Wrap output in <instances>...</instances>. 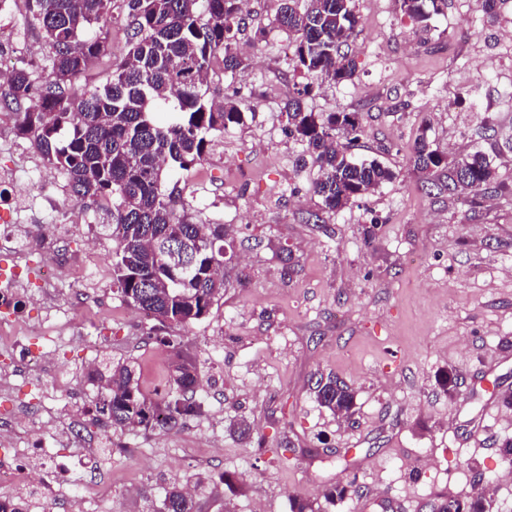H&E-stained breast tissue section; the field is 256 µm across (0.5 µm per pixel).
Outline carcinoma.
I'll return each instance as SVG.
<instances>
[{"mask_svg": "<svg viewBox=\"0 0 512 512\" xmlns=\"http://www.w3.org/2000/svg\"><path fill=\"white\" fill-rule=\"evenodd\" d=\"M206 21H201L200 2ZM29 14L43 32L48 55L44 81L35 86L32 72H10L9 105L18 135L34 142L65 177L76 197L112 204L111 223L99 225L112 240V279L129 306L153 316L148 339L177 356L170 390L151 399L135 366L104 359L89 373L101 388L96 412L112 428L144 430L174 427L198 413V374L180 353L176 330L203 319L224 295L222 224L194 220L191 208L164 187L165 171L187 170L202 162L211 142L242 121L239 106L227 99L217 106L202 87L212 58L223 55L224 70H243L236 50L242 23L241 0H121L130 29L128 51L113 65L104 83L78 91L73 79L109 54L113 0H26ZM444 0H400L413 24H424L442 11ZM277 27L293 40L295 69L307 82L286 103L288 134L299 140L319 168L314 193L321 210L336 212L395 178L376 158L354 155L361 117L356 112L316 115L303 108L312 80H352L356 61L350 49L359 33L353 0H276ZM343 135L339 143L337 135ZM414 166L445 180L432 186L448 192H477L492 184L496 169L476 151L448 167L426 134L415 140ZM316 402L350 419L355 391L343 380L316 379ZM354 481L334 485L324 497L334 501L359 497ZM31 495L0 494V512H29ZM429 512H490L481 493L430 499ZM159 512H195L183 486L164 489Z\"/></svg>", "mask_w": 512, "mask_h": 512, "instance_id": "1", "label": "carcinoma"}]
</instances>
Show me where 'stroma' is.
Instances as JSON below:
<instances>
[{
    "label": "stroma",
    "mask_w": 512,
    "mask_h": 512,
    "mask_svg": "<svg viewBox=\"0 0 512 512\" xmlns=\"http://www.w3.org/2000/svg\"><path fill=\"white\" fill-rule=\"evenodd\" d=\"M360 33L352 81L316 80L305 111L362 115L360 143L395 179L337 212L320 213L314 165L300 168L303 147L287 133L285 104L302 80L288 36L273 22V0H251L242 44L243 72L214 58L208 97L235 99L240 124L228 127L199 165L167 176L199 220L229 230L224 295L204 319L182 329L179 352L149 343L148 319L124 303L112 283V242L89 246L105 211L76 200L63 175L0 106V199L36 196L0 211L16 240L4 264L35 265L92 255L83 281L70 269L47 287L31 283L9 313L20 344L38 348L49 319L73 317L56 338L49 375L69 388L44 397L58 464L80 449L83 479L101 495L85 506L57 500L51 512H158L164 487L199 480L196 512H290L303 497L318 512H426L433 496L475 490L483 473L493 512H512V0L488 20L483 0H448L428 27L402 17L396 0H355ZM263 40H256V31ZM111 53L79 75L92 88L127 54L124 20L112 25ZM41 32L26 0H0V51L9 67L41 71ZM446 162L476 150L490 155L497 179L479 194L428 187L411 156L419 131ZM74 221L55 225L59 208ZM320 221H313V214ZM93 298L75 305L78 284ZM197 366L202 412L172 429L112 432L94 424L98 389L88 372L103 357L136 363L146 394L165 392L177 355ZM457 377L453 394L437 384ZM357 392L351 420L314 400L319 376ZM29 389H0V436L26 442L21 417ZM245 419L249 442L230 426ZM287 461L270 451L282 437ZM322 456L307 459L302 449ZM357 480L364 497L325 502L326 485Z\"/></svg>",
    "instance_id": "stroma-1"
}]
</instances>
